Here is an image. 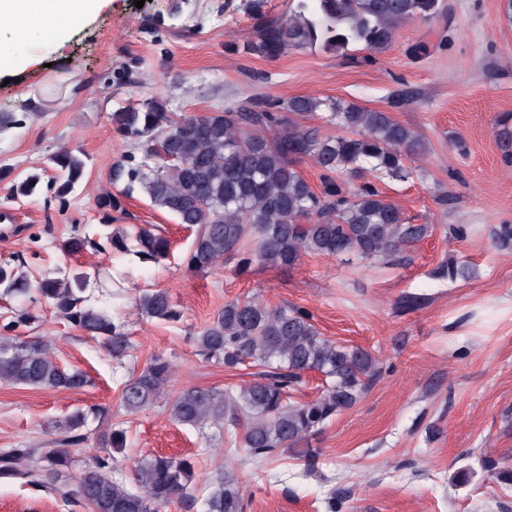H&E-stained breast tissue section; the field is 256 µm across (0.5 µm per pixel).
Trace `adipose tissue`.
I'll list each match as a JSON object with an SVG mask.
<instances>
[{"label":"adipose tissue","mask_w":512,"mask_h":512,"mask_svg":"<svg viewBox=\"0 0 512 512\" xmlns=\"http://www.w3.org/2000/svg\"><path fill=\"white\" fill-rule=\"evenodd\" d=\"M89 0H0V24L17 31L46 22L65 23L81 14Z\"/></svg>","instance_id":"1"}]
</instances>
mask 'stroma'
I'll list each match as a JSON object with an SVG mask.
<instances>
[{
	"label": "stroma",
	"mask_w": 512,
	"mask_h": 512,
	"mask_svg": "<svg viewBox=\"0 0 512 512\" xmlns=\"http://www.w3.org/2000/svg\"><path fill=\"white\" fill-rule=\"evenodd\" d=\"M250 0H101L65 28L34 26L23 36L0 28L12 62L0 65V262L23 257L30 280L50 272L110 269L125 276L124 292H88L95 306L122 322L132 348L124 365L94 339L58 316L37 292L0 298V336L47 342L56 361L85 371L80 391L0 383V448L47 445L55 421L79 409L104 407L88 419L74 447L80 477L101 446L105 428L126 431L119 472L131 478L138 460L159 454L186 457L196 473L195 501H175L161 512H205L209 485L234 469L243 512H512V247L497 246L494 228L512 226V163L496 136V122L512 113V15L505 0H445V14L404 24L375 63L363 50L342 55L322 48L268 59L241 53L254 36ZM132 68L138 86L121 83ZM412 101L391 108L397 94ZM154 94L180 115L215 112L247 97L296 96L350 101L390 111L420 134L424 149L412 161L417 174L384 192L431 236L408 259L373 263L356 255H306L292 267L252 265L241 271L223 260L206 272L188 271L184 257L196 230L134 192L119 211L98 206L112 191L110 171L129 146L112 114ZM68 149L85 163L65 203H46V189L15 197L26 175L54 173L53 157ZM448 196L447 206L436 203ZM154 224L171 244L168 259L141 263L92 248L70 255L60 243L74 230L98 238L106 226L135 232ZM464 236H456V228ZM469 265L465 280L442 281V263ZM166 290L179 321L142 316L143 289ZM423 299L401 310L403 295ZM253 298L271 307L310 312L323 336L370 350L381 373L362 399L309 439L310 461L281 455L265 461L224 454L219 429L183 426L157 402L129 413L120 394L130 369L154 357L172 366L171 392L224 388L253 379L259 368L236 369L204 359L199 333L231 299ZM33 323L15 325L17 314ZM492 459L488 471L483 459ZM0 512H71L57 494L0 483Z\"/></svg>",
	"instance_id": "stroma-1"
}]
</instances>
